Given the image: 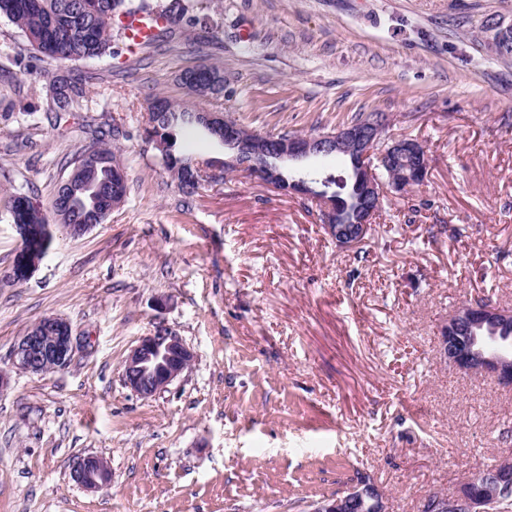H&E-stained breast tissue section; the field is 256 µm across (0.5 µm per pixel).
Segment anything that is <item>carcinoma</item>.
<instances>
[{
	"label": "carcinoma",
	"mask_w": 512,
	"mask_h": 512,
	"mask_svg": "<svg viewBox=\"0 0 512 512\" xmlns=\"http://www.w3.org/2000/svg\"><path fill=\"white\" fill-rule=\"evenodd\" d=\"M190 5L185 0L151 6L145 2L134 5L132 0H0V17L8 19L23 34L26 41L41 57L59 62H78L90 58L114 56L112 46V25H123V19L134 14L156 16L166 19V24L158 29L152 42L157 43L172 37L175 28L186 22L196 26L203 19L189 14ZM68 93L61 99L50 100L48 111L55 113L56 119L81 110L86 98L82 82L66 81ZM162 118L158 126L163 130L165 151L160 153L162 165L177 182L182 194L193 198L198 187L183 179L182 171L190 168L192 156L175 151L177 136L195 133L213 139L192 120V109L187 105L166 101L162 108ZM115 129L99 132L92 137L84 150H91L98 157L97 168L83 169L81 155L69 161L67 175L77 174L80 190L72 199L70 211L58 220L60 224H102L112 210V193L96 194L93 186L103 181H112V160L118 147H112L108 140L114 138ZM345 175L331 177L330 188L341 201V212L351 217L357 197L353 166L345 160ZM9 211L13 222L25 225L32 244L27 260L42 259L43 225L48 223L42 208L24 192L17 191L10 196Z\"/></svg>",
	"instance_id": "1"
}]
</instances>
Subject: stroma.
Here are the masks:
<instances>
[{
  "label": "stroma",
  "instance_id": "1",
  "mask_svg": "<svg viewBox=\"0 0 512 512\" xmlns=\"http://www.w3.org/2000/svg\"><path fill=\"white\" fill-rule=\"evenodd\" d=\"M211 29L66 67L0 18V273L21 240L14 190L50 208L78 123L118 124L124 204L79 238L54 229L25 282L0 281V370L41 317L72 361L0 395V512H304L368 477L388 512H420L512 453V386L441 363L442 324L481 299L512 310V58L488 22L512 0H197ZM219 67L189 99L179 77ZM85 82L61 127L26 91ZM192 100L266 134L316 135L359 112L422 142L426 181L388 195L363 248L336 247L317 200L225 174L184 204L143 137L148 96ZM192 365L145 400L123 364L157 326ZM112 481L72 476L85 456ZM73 478L86 489L97 490L110 483L111 471L103 458L87 456L76 462Z\"/></svg>",
  "mask_w": 512,
  "mask_h": 512
}]
</instances>
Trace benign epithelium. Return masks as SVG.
Masks as SVG:
<instances>
[{"mask_svg":"<svg viewBox=\"0 0 512 512\" xmlns=\"http://www.w3.org/2000/svg\"><path fill=\"white\" fill-rule=\"evenodd\" d=\"M196 120L201 126L224 135V148L234 152L225 161V168L255 174L278 191L316 198L327 234L343 249H355L366 241L387 191L402 196L423 183L429 172L427 151L419 141L401 138L389 142L382 137L383 124L369 117L330 132L286 140L260 133L247 138L233 119L219 112H198ZM269 156L293 164L311 158L352 157L357 166L355 186L363 204V217L356 224L339 223L334 193L316 188L298 176L285 178L279 168L267 163ZM384 166L391 168L394 175L388 190L376 174V169ZM510 321L511 311L484 301L459 307L442 326L437 348L439 360L463 372L486 374L504 385H512V338L496 335ZM76 347L77 337L71 324L61 317L47 316L35 322L14 343L10 361L19 372L45 374L51 369L64 368ZM193 359V351L183 339L160 326L142 337L132 349L123 365V380L136 395L148 399L167 389ZM73 478L83 487L97 490L110 483L111 471L103 458L87 456L76 462ZM511 493L512 468L496 465L450 494L428 495L422 512H488L489 499L503 501ZM312 512H387V503L376 484L361 478L346 491L313 502Z\"/></svg>","mask_w":512,"mask_h":512,"instance_id":"obj_1","label":"benign epithelium"}]
</instances>
